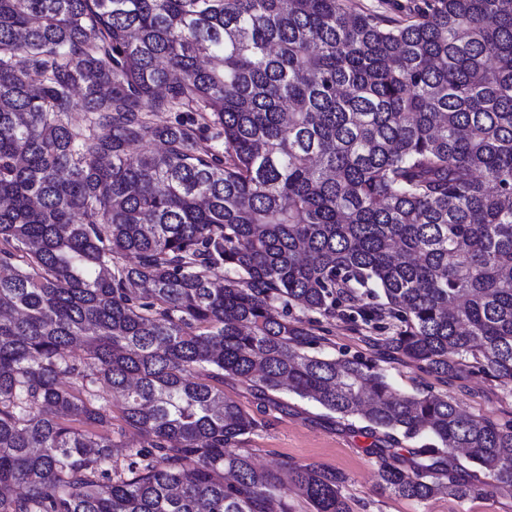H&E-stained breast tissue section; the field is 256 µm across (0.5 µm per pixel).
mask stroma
Masks as SVG:
<instances>
[{
    "label": "stroma",
    "instance_id": "1",
    "mask_svg": "<svg viewBox=\"0 0 512 512\" xmlns=\"http://www.w3.org/2000/svg\"><path fill=\"white\" fill-rule=\"evenodd\" d=\"M291 315L323 338L328 353L376 362L399 393L431 392L448 398L465 414L500 424L512 421V393L485 375L440 378L391 352L384 344L386 331L340 312L324 317L295 308ZM224 395L260 423L241 444L258 469L278 471L288 463L340 472L347 478L343 493L353 512H512V497L507 495L462 502L440 494L420 503L382 491L376 460L366 453L372 439L362 434L360 418L332 419L316 403L284 393L277 403L262 407L245 384L229 377L224 380Z\"/></svg>",
    "mask_w": 512,
    "mask_h": 512
}]
</instances>
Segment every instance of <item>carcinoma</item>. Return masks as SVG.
Segmentation results:
<instances>
[{
	"label": "carcinoma",
	"instance_id": "cac0c4a2",
	"mask_svg": "<svg viewBox=\"0 0 512 512\" xmlns=\"http://www.w3.org/2000/svg\"><path fill=\"white\" fill-rule=\"evenodd\" d=\"M0 267V512H351L340 473L255 467L226 376L362 416L399 497L512 495V425L284 314L366 296L388 348L512 390V0H0ZM104 396L108 400L111 409H112V420H109L107 423L103 424L102 426H99L100 431H110L112 430V436L114 435V432H117L120 430L121 427L125 428V431L123 432L122 436H117L124 444H128L129 441H134L136 446L138 442L142 441V436L137 433L134 429L128 428L121 416V403L122 398L120 394L114 393L112 391H108L107 393H104Z\"/></svg>",
	"mask_w": 512,
	"mask_h": 512
}]
</instances>
